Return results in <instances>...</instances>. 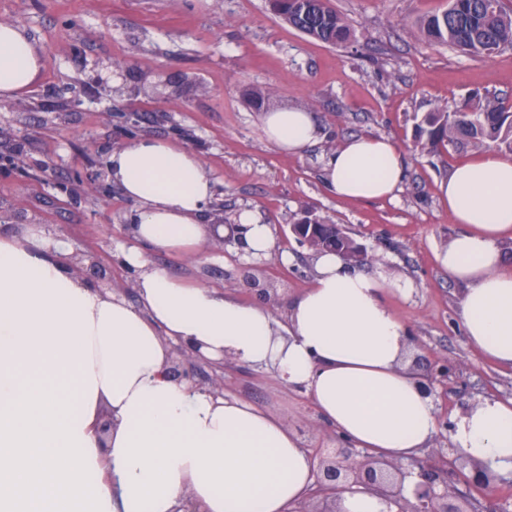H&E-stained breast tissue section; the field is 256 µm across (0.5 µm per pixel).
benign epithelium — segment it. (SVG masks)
Masks as SVG:
<instances>
[{
    "mask_svg": "<svg viewBox=\"0 0 512 512\" xmlns=\"http://www.w3.org/2000/svg\"><path fill=\"white\" fill-rule=\"evenodd\" d=\"M292 230L298 240L311 249H321L324 244L336 241V237L346 235L345 228L338 224H294ZM83 280L97 287L110 280V276L106 268L92 259L86 266ZM196 366L193 357L179 346L173 350L168 371L175 377H183ZM412 367L421 369L419 376L428 395L453 373V365L440 357L419 356ZM334 443L333 448L320 449L316 489L301 502L296 512H336L337 498L358 489L375 494L395 506L397 512H469V499L456 495L455 483L489 491L484 471L461 455L448 457L446 448H434L425 458L402 463L385 461L369 448H354L337 434ZM412 470L417 471L419 482L412 496L407 497L403 494V483Z\"/></svg>",
    "mask_w": 512,
    "mask_h": 512,
    "instance_id": "obj_1",
    "label": "benign epithelium"
}]
</instances>
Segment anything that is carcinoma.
<instances>
[{"instance_id": "1", "label": "carcinoma", "mask_w": 512, "mask_h": 512, "mask_svg": "<svg viewBox=\"0 0 512 512\" xmlns=\"http://www.w3.org/2000/svg\"><path fill=\"white\" fill-rule=\"evenodd\" d=\"M276 15L299 31L324 43L350 41L351 27L329 0H274ZM420 37L431 44H448L473 55H490L512 45V15L501 0H449L448 9L418 21ZM418 144L432 152L445 142L480 147L496 142L512 150V112L489 95H473L452 113L437 109L417 128Z\"/></svg>"}]
</instances>
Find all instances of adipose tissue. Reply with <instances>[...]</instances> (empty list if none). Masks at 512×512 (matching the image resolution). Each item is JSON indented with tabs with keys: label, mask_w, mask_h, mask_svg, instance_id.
I'll list each match as a JSON object with an SVG mask.
<instances>
[{
	"label": "adipose tissue",
	"mask_w": 512,
	"mask_h": 512,
	"mask_svg": "<svg viewBox=\"0 0 512 512\" xmlns=\"http://www.w3.org/2000/svg\"><path fill=\"white\" fill-rule=\"evenodd\" d=\"M46 65L15 22H0V98L28 91ZM278 149L299 154L319 138L311 113H264ZM112 178L137 205L123 258L137 273V304L101 293L67 268L63 240L36 230L0 234V512H291L316 460L280 418L241 398L216 396L168 375L172 343L196 359L231 357L302 388L323 423L357 448L403 461L437 431L433 400L409 364L416 341L389 306L410 281L386 259L359 267L313 253V282L279 324L259 304L175 277L157 252L196 261L213 238L214 184L194 151L155 137L114 150ZM336 197L394 195L398 147L359 136L325 167ZM440 195L459 233L436 252L463 285L468 344L512 369V157L488 152L456 165ZM245 258L274 254L270 225L236 218ZM112 429L101 434L103 410ZM458 453L495 477L512 475V399L486 398L453 419Z\"/></svg>",
	"instance_id": "adipose-tissue-1"
}]
</instances>
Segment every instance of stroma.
I'll return each mask as SVG.
<instances>
[{
    "label": "stroma",
    "instance_id": "stroma-1",
    "mask_svg": "<svg viewBox=\"0 0 512 512\" xmlns=\"http://www.w3.org/2000/svg\"><path fill=\"white\" fill-rule=\"evenodd\" d=\"M353 36L333 46L303 34L269 0H0V21L24 27L47 64L32 89L0 100V132L15 161L0 159V232L39 225L72 251L112 271L114 294L136 302V274L121 258L136 205L108 171L112 150L141 136L173 141L203 159L214 182L213 206L225 223L249 208L271 224L276 247L293 255L253 269L268 289L266 306L285 321L290 302L310 284L308 247L292 224L306 216L340 224L368 252L390 259L410 278V299L388 303L417 337L419 355L448 358L455 372L439 387L437 409L457 415L462 403L512 398V369L473 350L456 318L461 286L435 260L460 232L438 194L457 164L476 159L469 146L421 151L415 128L436 109L454 111L473 94H494L512 107V46L474 57L417 34L418 20L448 0H331ZM270 96L262 106L252 89ZM288 106L313 112L321 138L301 154L281 152L262 136L263 112ZM354 136H384L401 151L405 178L394 196L337 199L325 184L328 153ZM95 187L85 188L88 173ZM235 242L211 243L206 262L156 254L178 278L256 296L241 281ZM224 391L282 418L304 447L328 448L332 428L318 423L304 393L279 385L272 371L224 365Z\"/></svg>",
    "mask_w": 512,
    "mask_h": 512
}]
</instances>
